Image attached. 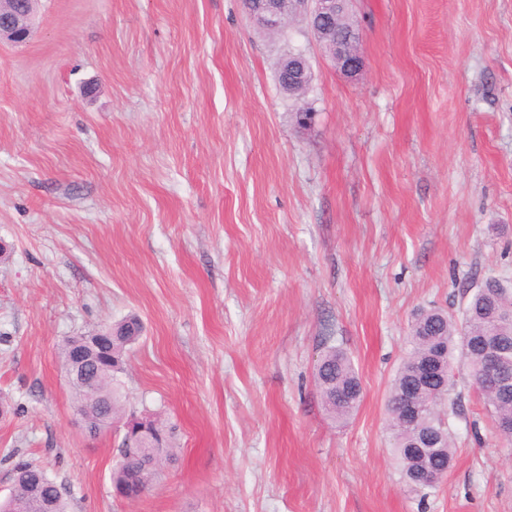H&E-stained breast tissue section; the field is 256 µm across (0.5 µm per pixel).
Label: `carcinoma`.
I'll return each instance as SVG.
<instances>
[{
	"instance_id": "carcinoma-1",
	"label": "carcinoma",
	"mask_w": 512,
	"mask_h": 512,
	"mask_svg": "<svg viewBox=\"0 0 512 512\" xmlns=\"http://www.w3.org/2000/svg\"><path fill=\"white\" fill-rule=\"evenodd\" d=\"M512 285L500 279L493 285L469 291L464 308L463 319L438 309L422 310L415 320L424 324L425 332L410 328L409 351L397 375L390 395L413 381L416 368L427 363L434 353H439L442 362V374L447 388L434 393L431 384L420 382L416 385V400L422 404L418 421L410 425L403 421L400 412L388 408L389 429L392 435L394 462L401 467L407 485L415 492H422L426 486L415 482L417 473L427 467H433L441 473L448 472L453 464L454 448L449 419L458 415L457 400L449 398L453 388L452 370L456 356L466 359V368L471 381L476 382L483 376V364L476 352L464 351L463 339L468 337L474 347L484 342L500 346V369L512 374ZM110 331L109 342L104 359L95 364L84 363L80 369L92 371L93 383L86 387L80 383L70 385L75 409H83L90 414L91 424L110 418L120 422L124 419L122 386L118 374L123 371L129 347L135 343L142 332L138 317L129 316L115 325L107 326ZM93 332L80 336H69L60 345L62 362L76 360V353L88 347L87 341ZM315 379L319 395L329 416L338 423H345L357 410L360 400L348 398L345 392L360 386V379L351 357L341 348L330 346L318 357L315 364ZM480 398L489 408L493 423L512 418V390H502L492 385L476 388ZM432 435L436 447L422 456L411 452L421 437ZM127 435H122L118 456L127 459L117 461L112 470V487L133 484L145 489L153 483L159 470V464L150 462L154 453L151 443L132 442L133 450L125 454ZM14 491L27 502L29 512H68V504L62 487L38 464L28 460H18L13 465Z\"/></svg>"
}]
</instances>
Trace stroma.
<instances>
[{
  "instance_id": "stroma-1",
  "label": "stroma",
  "mask_w": 512,
  "mask_h": 512,
  "mask_svg": "<svg viewBox=\"0 0 512 512\" xmlns=\"http://www.w3.org/2000/svg\"><path fill=\"white\" fill-rule=\"evenodd\" d=\"M364 68L242 0H40L0 40V499L43 466L69 512H512V447L463 360L447 477L419 496L386 403L422 308L512 277V0H353ZM301 49L316 117L276 71ZM126 412L174 429L150 489L112 492L59 345L128 316ZM363 387L347 424L314 365ZM351 39L346 43L336 42V48L330 53L333 64L343 74H357L363 68V58L359 50L352 52L350 48ZM315 379L319 395L329 416L345 423L357 410L360 398H348L346 391L360 387V379L351 357L336 346L327 347L315 364Z\"/></svg>"
}]
</instances>
